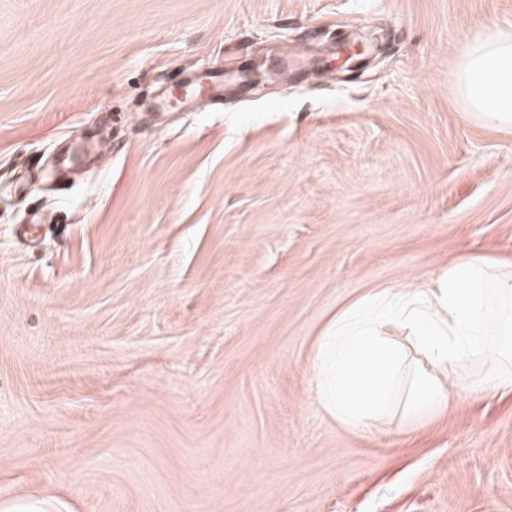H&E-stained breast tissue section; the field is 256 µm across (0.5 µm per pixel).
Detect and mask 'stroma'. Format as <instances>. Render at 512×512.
<instances>
[{"label":"stroma","mask_w":512,"mask_h":512,"mask_svg":"<svg viewBox=\"0 0 512 512\" xmlns=\"http://www.w3.org/2000/svg\"><path fill=\"white\" fill-rule=\"evenodd\" d=\"M481 23L512 0H0V496L512 512V386L356 433L308 374L368 293L512 263V132L451 86ZM186 86V97L184 102H190L198 96L208 94L211 97H219L222 87H224V80H221V76L211 75L207 79L201 77H195L189 82L184 83Z\"/></svg>","instance_id":"obj_1"}]
</instances>
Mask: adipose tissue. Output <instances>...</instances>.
I'll list each match as a JSON object with an SVG mask.
<instances>
[{"instance_id": "obj_1", "label": "adipose tissue", "mask_w": 512, "mask_h": 512, "mask_svg": "<svg viewBox=\"0 0 512 512\" xmlns=\"http://www.w3.org/2000/svg\"><path fill=\"white\" fill-rule=\"evenodd\" d=\"M458 103L476 123L512 130V29L482 25L466 36L453 71ZM412 340L406 358L383 328ZM512 271L483 259L449 265L435 287L383 290L328 324L309 374L318 408L362 432L404 388L403 412L423 418L453 405L457 364L495 357L512 366Z\"/></svg>"}]
</instances>
